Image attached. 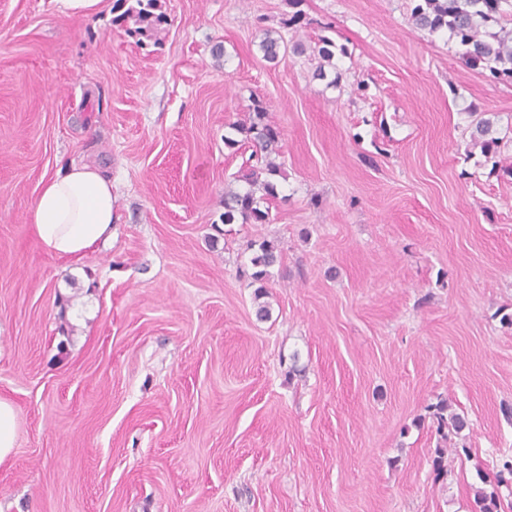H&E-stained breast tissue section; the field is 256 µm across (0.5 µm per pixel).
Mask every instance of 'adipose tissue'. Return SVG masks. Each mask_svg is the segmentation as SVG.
<instances>
[{
    "label": "adipose tissue",
    "instance_id": "obj_1",
    "mask_svg": "<svg viewBox=\"0 0 512 512\" xmlns=\"http://www.w3.org/2000/svg\"><path fill=\"white\" fill-rule=\"evenodd\" d=\"M112 182L96 166L69 165L43 178L31 209L48 255L80 259L112 236Z\"/></svg>",
    "mask_w": 512,
    "mask_h": 512
}]
</instances>
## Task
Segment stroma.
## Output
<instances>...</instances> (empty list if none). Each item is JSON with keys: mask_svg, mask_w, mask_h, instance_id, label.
I'll list each match as a JSON object with an SVG mask.
<instances>
[{"mask_svg": "<svg viewBox=\"0 0 512 512\" xmlns=\"http://www.w3.org/2000/svg\"><path fill=\"white\" fill-rule=\"evenodd\" d=\"M113 2L0 0V512H474L512 457V81L413 27V0H303L294 30L287 0H158L153 40ZM267 29L307 53L266 62ZM257 99L278 196L225 225L252 147L224 136ZM475 112L496 155L469 146ZM84 162L114 225L76 262L30 210ZM442 400L468 426L440 477ZM280 255L276 248L267 241L258 244V252L251 258V264L255 271L252 273L253 279L261 281L267 275V268L279 263ZM17 414L14 406L0 399V462L4 461L15 446Z\"/></svg>", "mask_w": 512, "mask_h": 512, "instance_id": "obj_1", "label": "stroma"}]
</instances>
